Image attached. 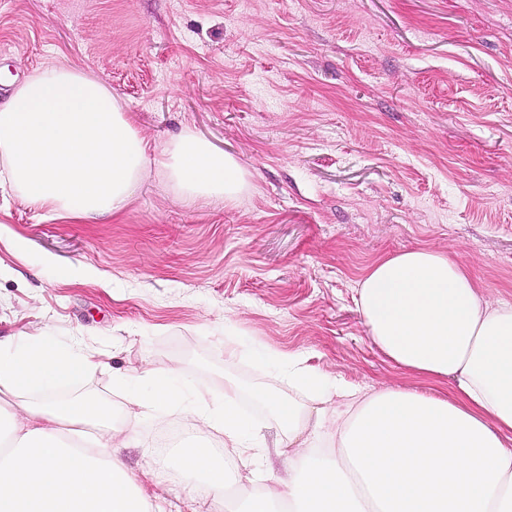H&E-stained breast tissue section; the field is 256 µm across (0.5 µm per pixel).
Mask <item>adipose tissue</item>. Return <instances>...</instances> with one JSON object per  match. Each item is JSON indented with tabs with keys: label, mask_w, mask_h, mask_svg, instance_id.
<instances>
[{
	"label": "adipose tissue",
	"mask_w": 512,
	"mask_h": 512,
	"mask_svg": "<svg viewBox=\"0 0 512 512\" xmlns=\"http://www.w3.org/2000/svg\"><path fill=\"white\" fill-rule=\"evenodd\" d=\"M146 146L111 89L71 66L33 71L0 104V181L24 202L75 220L112 218L147 168ZM159 166L182 199H235L248 187L231 156L183 132ZM353 300L373 344L398 367L453 382L452 395L328 383L303 357L283 375L308 403L273 392L256 400L299 452L287 476L252 490L237 512H512V304H490L444 252L408 249L376 261ZM91 349L53 339L0 340V395L51 386L22 412H0V512H165L112 457L111 406L65 389L100 365ZM225 389L221 409L196 412L242 462L257 460L249 426ZM169 471L224 490L211 449L177 448Z\"/></svg>",
	"instance_id": "1"
}]
</instances>
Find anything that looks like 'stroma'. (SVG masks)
I'll use <instances>...</instances> for the list:
<instances>
[{
	"instance_id": "1",
	"label": "stroma",
	"mask_w": 512,
	"mask_h": 512,
	"mask_svg": "<svg viewBox=\"0 0 512 512\" xmlns=\"http://www.w3.org/2000/svg\"><path fill=\"white\" fill-rule=\"evenodd\" d=\"M93 74L131 112L150 165L121 214L67 221L0 189V338L49 336L102 363L76 387L112 405L130 475L168 512L205 483L164 465L211 447L182 412H127L117 372L181 374L185 396H288L282 356L332 380L450 392L391 362L352 299L378 259L448 254L512 302V0H0V101L35 69ZM191 131L250 186L188 202L158 169Z\"/></svg>"
}]
</instances>
